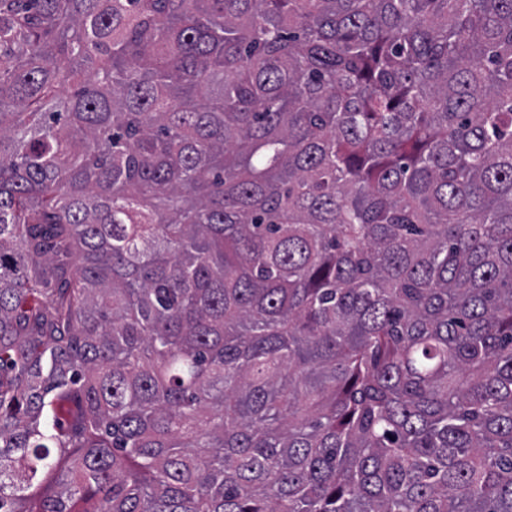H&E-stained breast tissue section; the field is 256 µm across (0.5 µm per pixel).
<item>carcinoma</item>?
Segmentation results:
<instances>
[{"mask_svg":"<svg viewBox=\"0 0 512 512\" xmlns=\"http://www.w3.org/2000/svg\"><path fill=\"white\" fill-rule=\"evenodd\" d=\"M0 512H512V0H0Z\"/></svg>","mask_w":512,"mask_h":512,"instance_id":"obj_1","label":"carcinoma"}]
</instances>
